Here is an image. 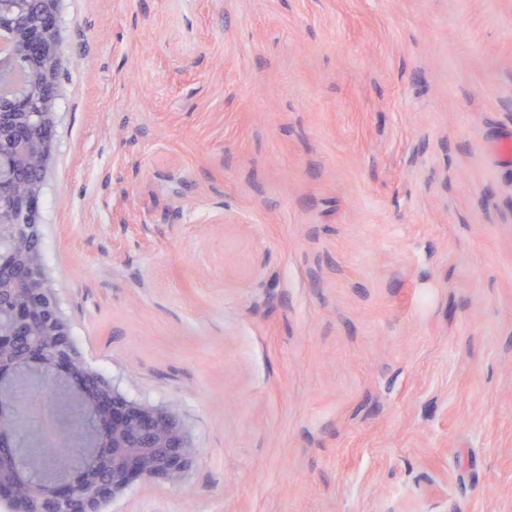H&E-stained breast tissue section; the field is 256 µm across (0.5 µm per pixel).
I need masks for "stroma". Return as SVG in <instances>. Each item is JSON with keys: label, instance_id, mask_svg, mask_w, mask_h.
I'll use <instances>...</instances> for the list:
<instances>
[{"label": "stroma", "instance_id": "stroma-1", "mask_svg": "<svg viewBox=\"0 0 512 512\" xmlns=\"http://www.w3.org/2000/svg\"><path fill=\"white\" fill-rule=\"evenodd\" d=\"M47 271L175 409L107 512H512V0H62Z\"/></svg>", "mask_w": 512, "mask_h": 512}]
</instances>
